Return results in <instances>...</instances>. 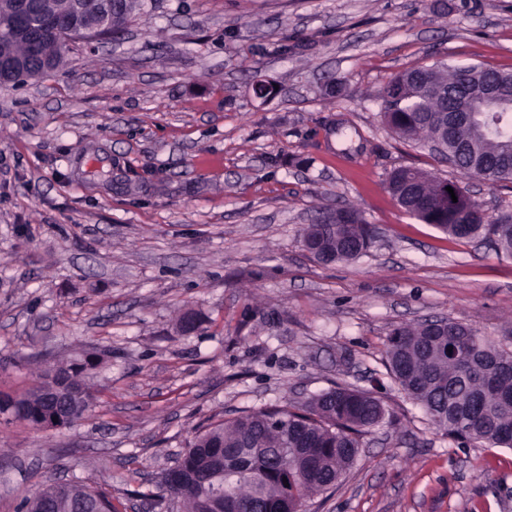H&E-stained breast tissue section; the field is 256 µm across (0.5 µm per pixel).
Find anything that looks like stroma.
<instances>
[{
    "instance_id": "35a3bbf8",
    "label": "stroma",
    "mask_w": 512,
    "mask_h": 512,
    "mask_svg": "<svg viewBox=\"0 0 512 512\" xmlns=\"http://www.w3.org/2000/svg\"><path fill=\"white\" fill-rule=\"evenodd\" d=\"M433 64L512 72V0H142L117 36L0 85V393L101 355L79 422L0 415V512L51 475L164 512L159 477L197 431L338 384L391 420L306 512H512V448L436 429L385 367L390 332L425 320L512 347V256L386 189L411 165L512 210L383 122L390 76ZM344 206L374 238L322 264L301 230Z\"/></svg>"
}]
</instances>
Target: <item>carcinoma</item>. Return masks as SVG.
<instances>
[{
  "label": "carcinoma",
  "mask_w": 512,
  "mask_h": 512,
  "mask_svg": "<svg viewBox=\"0 0 512 512\" xmlns=\"http://www.w3.org/2000/svg\"><path fill=\"white\" fill-rule=\"evenodd\" d=\"M137 8L139 0H120V12L108 25L110 33L122 31ZM67 49L68 41L48 42L42 52L57 69ZM464 71V67L446 70L421 66L390 77L378 94L384 122L404 140L433 142L438 103L416 94L411 75L429 74L451 88L462 81ZM477 107L472 122L456 126L447 152L434 150L432 154L465 174L482 178L485 171L495 169L491 183H512V116L506 114L509 102L490 110L480 103ZM447 185L458 190L457 201H448V208L439 211L438 200ZM387 186L400 206L423 222L458 239H489L497 250L512 255L511 211L490 217L466 189L415 167L392 170ZM314 234L322 235L321 248L336 252L338 261L363 255L373 239L371 226L353 208L325 213L303 229L302 238ZM448 331L474 338L469 359L473 373H465L449 360L424 355L423 349L434 342V337L427 323L421 322L392 330L386 349L390 374L437 428L469 441L471 437L453 427L448 401L480 390L479 373L489 371L494 382L489 401L496 406V414L492 422H475L481 431L479 441L512 448V348L498 345L459 321L448 322ZM88 377L84 362H60L55 368L42 370L41 382L16 397L14 417L32 423L28 409L53 386L75 396H94ZM327 394L331 399L321 406L315 398L300 407L275 406L197 433L171 468L179 508L183 512H268L285 496L288 502L301 506L311 495L333 486L353 464L361 437L382 423L385 408L368 391L337 385ZM79 502L93 512H114L112 499L79 482L52 492L40 485L26 499L25 507L27 512H44L49 504L52 512H74Z\"/></svg>",
  "instance_id": "1"
}]
</instances>
